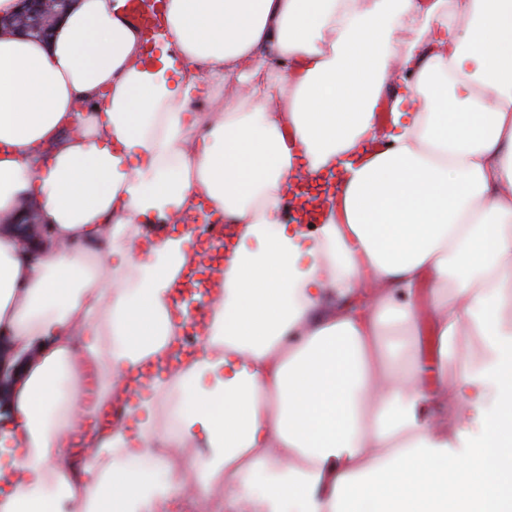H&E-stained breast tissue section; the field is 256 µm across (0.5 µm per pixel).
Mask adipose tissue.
Wrapping results in <instances>:
<instances>
[{"instance_id":"1","label":"adipose tissue","mask_w":512,"mask_h":512,"mask_svg":"<svg viewBox=\"0 0 512 512\" xmlns=\"http://www.w3.org/2000/svg\"><path fill=\"white\" fill-rule=\"evenodd\" d=\"M16 11L0 512H176L192 489L199 512H512V0H168L150 61L116 0H71L48 43L4 30ZM204 87L224 105L192 113ZM336 165L323 224L283 220L290 179ZM202 196L238 237L197 353L100 432L176 334L187 239L145 228ZM464 334L487 354L452 380ZM172 391L174 429L151 421Z\"/></svg>"}]
</instances>
